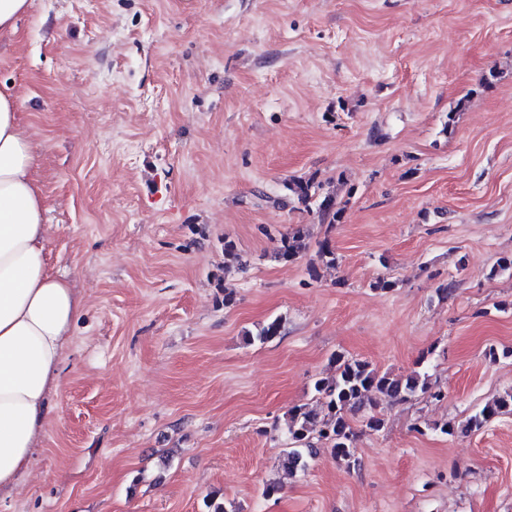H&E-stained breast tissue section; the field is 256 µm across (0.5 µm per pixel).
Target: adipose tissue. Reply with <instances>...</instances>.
Instances as JSON below:
<instances>
[{"label": "adipose tissue", "instance_id": "adipose-tissue-1", "mask_svg": "<svg viewBox=\"0 0 512 512\" xmlns=\"http://www.w3.org/2000/svg\"><path fill=\"white\" fill-rule=\"evenodd\" d=\"M17 98L0 90V491L27 471L83 298L48 266L46 202Z\"/></svg>", "mask_w": 512, "mask_h": 512}]
</instances>
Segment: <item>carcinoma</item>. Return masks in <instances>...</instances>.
<instances>
[{"label":"carcinoma","mask_w":512,"mask_h":512,"mask_svg":"<svg viewBox=\"0 0 512 512\" xmlns=\"http://www.w3.org/2000/svg\"><path fill=\"white\" fill-rule=\"evenodd\" d=\"M290 191L306 208L312 210L322 222L333 224L339 215L336 197L322 191V186L307 180H291ZM306 233L297 226L280 240L275 259L284 262L295 260L306 248ZM282 319L276 317L262 326L249 340L262 344L281 335ZM336 363L335 374L314 381L313 389L318 395L314 406L303 404L288 411L285 427L291 447L281 458L282 468L291 473L307 466V458L316 453L314 441L327 444L332 456L351 468L357 464L356 442L360 435L369 430L379 432L384 427L380 417L371 414L363 418L362 428L353 426V417L365 407L371 396L378 395L392 402L411 400L420 394L434 398L443 396L441 390L431 386L428 376L414 371L402 378H394L380 373L361 359L333 357ZM512 413V394H507L486 403L466 420L464 432L481 430L492 418Z\"/></svg>","instance_id":"obj_1"}]
</instances>
